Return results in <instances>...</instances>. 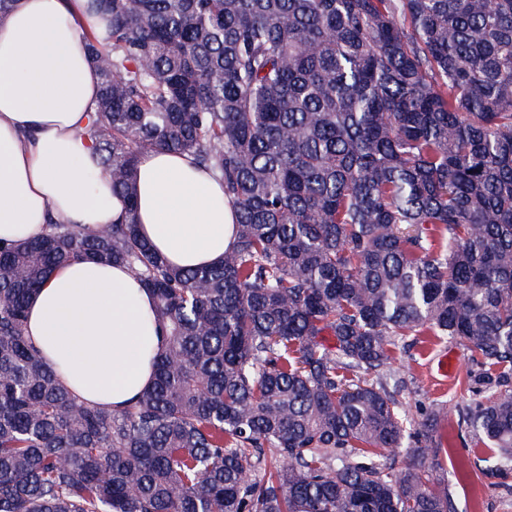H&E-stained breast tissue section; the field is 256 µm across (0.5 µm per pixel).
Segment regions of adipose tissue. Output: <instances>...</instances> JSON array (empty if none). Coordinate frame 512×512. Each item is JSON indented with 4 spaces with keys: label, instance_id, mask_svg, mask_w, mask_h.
I'll return each mask as SVG.
<instances>
[{
    "label": "adipose tissue",
    "instance_id": "obj_1",
    "mask_svg": "<svg viewBox=\"0 0 512 512\" xmlns=\"http://www.w3.org/2000/svg\"><path fill=\"white\" fill-rule=\"evenodd\" d=\"M87 0H17L0 19V240L40 236L48 221L109 224L123 211L78 136L99 76ZM140 235L180 268L213 265L232 244L223 183L188 157L155 151L136 168ZM155 301L124 266L76 260L32 297L26 332L84 401L123 408L154 376L164 346Z\"/></svg>",
    "mask_w": 512,
    "mask_h": 512
}]
</instances>
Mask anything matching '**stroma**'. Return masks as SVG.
I'll return each mask as SVG.
<instances>
[{
	"label": "stroma",
	"mask_w": 512,
	"mask_h": 512,
	"mask_svg": "<svg viewBox=\"0 0 512 512\" xmlns=\"http://www.w3.org/2000/svg\"><path fill=\"white\" fill-rule=\"evenodd\" d=\"M448 357V374L440 376L437 360ZM394 373L405 380L399 394L410 421L420 419L421 407L441 404L448 438L444 459L448 486L457 512H512V491L486 472L484 454L458 425V411L472 395L475 364L461 344L435 336H407L390 353Z\"/></svg>",
	"instance_id": "35a3bbf8"
}]
</instances>
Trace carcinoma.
Returning <instances> with one entry per match:
<instances>
[{"instance_id":"1","label":"carcinoma","mask_w":512,"mask_h":512,"mask_svg":"<svg viewBox=\"0 0 512 512\" xmlns=\"http://www.w3.org/2000/svg\"><path fill=\"white\" fill-rule=\"evenodd\" d=\"M79 135L130 199L140 155L224 183L235 242L170 265L138 213L0 243V512H456L444 407L406 430L404 336L481 370L459 425L512 477V0H87ZM77 259L155 299L154 380L81 401L26 335ZM334 337V345L323 337Z\"/></svg>"}]
</instances>
